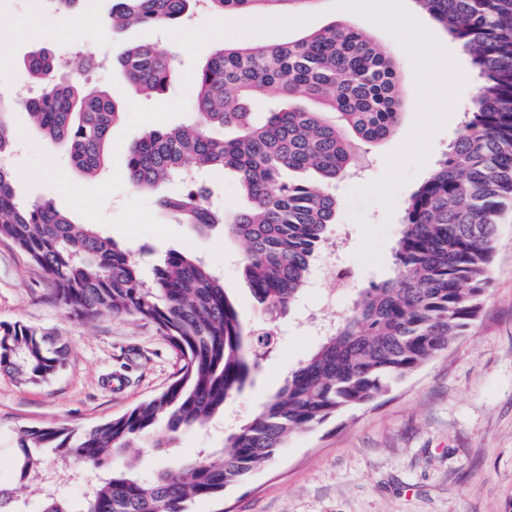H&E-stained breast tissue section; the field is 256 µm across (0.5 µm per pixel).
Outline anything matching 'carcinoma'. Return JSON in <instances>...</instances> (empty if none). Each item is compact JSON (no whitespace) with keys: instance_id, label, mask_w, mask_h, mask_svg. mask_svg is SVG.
Listing matches in <instances>:
<instances>
[{"instance_id":"1","label":"carcinoma","mask_w":512,"mask_h":512,"mask_svg":"<svg viewBox=\"0 0 512 512\" xmlns=\"http://www.w3.org/2000/svg\"><path fill=\"white\" fill-rule=\"evenodd\" d=\"M218 13L271 16L316 0H112V26H167L199 3ZM459 42L480 82L448 151L408 198L393 255V276L360 290L319 347L288 374L261 410L222 450L176 458L150 476L143 449L178 447L249 383L267 327L245 330L224 280L210 263L172 249L147 277L131 251L90 224H75L52 201L18 202L17 174L0 166V240L22 250L65 309L153 322L180 366L160 393L89 427H20L19 483L52 456L102 476L74 503L51 492L38 512H193L224 502L290 437L337 413L363 407L446 351L476 320L491 280L499 220L512 205V0H415ZM24 65L40 88L24 103L34 125L64 144L85 174L103 167L120 105L101 89L59 77L44 47ZM116 65L127 82L157 96L176 76L174 57L152 43L125 50ZM196 117L188 126L153 129L127 148L129 181L140 190L179 182L163 197L171 216L205 234L216 225L243 242V275L257 304L284 316L305 287L315 257L336 223V181L358 167L364 146L390 137L402 115L398 66L345 21L288 43L217 46L196 78ZM266 101L263 121L253 104ZM0 105V154L14 147ZM231 173L247 197L233 214L211 207L204 181L186 172ZM68 348L49 332L0 325V373L40 385L65 365ZM0 512H26L14 486L0 484Z\"/></svg>"}]
</instances>
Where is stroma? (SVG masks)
Listing matches in <instances>:
<instances>
[{"instance_id":"obj_1","label":"stroma","mask_w":512,"mask_h":512,"mask_svg":"<svg viewBox=\"0 0 512 512\" xmlns=\"http://www.w3.org/2000/svg\"><path fill=\"white\" fill-rule=\"evenodd\" d=\"M317 0L316 30L347 20L387 49L399 66L405 108L394 134L366 147L357 175L336 184L341 200L330 238L343 245L352 271L344 290L336 271L317 261L292 311L268 321L242 275L243 247L214 233L201 236L165 213L156 192L135 189L126 176L124 151L109 149L95 175L78 171L63 145L35 130L22 106L12 113L15 152L0 165L18 175L16 193L23 203L43 200L78 224H92L105 236L139 254L145 268L169 250L190 249L204 256L224 277L243 323H269L273 336L258 358L254 380L229 398L207 429L184 433L183 457L197 449L224 446L225 438L258 412L294 370L320 344L322 335L309 313L333 317L370 283L388 278L400 232L399 212L426 171L414 174L397 195L383 247L382 268L366 269L354 259L360 231L348 217L347 191L384 171V157L398 148L412 126L416 95L411 63L385 32L354 14ZM112 0H80L71 12L55 10L48 0H0V88L26 81L23 59L34 47L64 44L99 56L103 65L95 85L122 104L155 105V98L127 86L112 62L125 49L156 42L177 57V68L202 67L214 45L206 43L196 59L164 30L131 27L111 30ZM411 12L454 56L467 84L447 127L432 141L430 163H437L453 140L477 81L462 48L415 0ZM24 323L59 336L69 348L64 368L48 382L24 386L0 376V483L16 482L13 431L19 426L57 422L89 425L123 414L167 387L178 369L176 353L148 321L105 314L85 322L56 300L42 271L11 242L0 241V324ZM226 512H512V212L498 226L492 280L471 329L447 351L396 385L370 406L344 411L316 429L291 437L280 452L245 484L225 490Z\"/></svg>"}]
</instances>
